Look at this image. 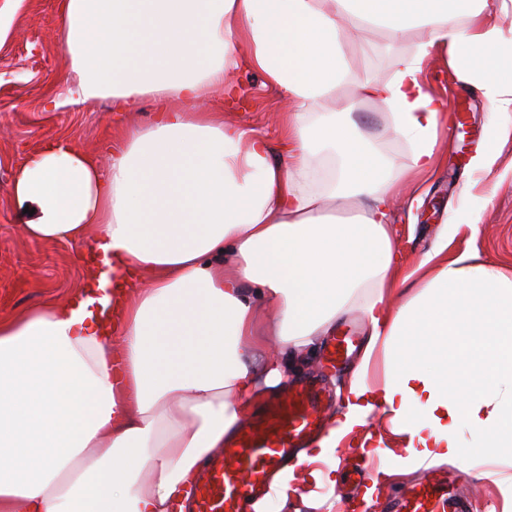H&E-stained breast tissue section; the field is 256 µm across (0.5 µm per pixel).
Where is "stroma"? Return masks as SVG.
<instances>
[{"mask_svg":"<svg viewBox=\"0 0 512 512\" xmlns=\"http://www.w3.org/2000/svg\"><path fill=\"white\" fill-rule=\"evenodd\" d=\"M60 0H0V318H9L39 306L71 299L83 285L85 266L77 251L61 242L36 241L24 236L19 227L29 214L8 193L16 167L48 141L65 137L79 148L97 153L100 162L107 154L105 144H120L127 128L153 120L151 103L137 111L116 112L106 99H91L50 111L48 98L61 92L71 75L70 59L60 41ZM410 32L398 43L381 33L348 37L356 80L387 77L397 54L409 51L419 40ZM433 92L447 98L452 111H463L464 125H452L436 148V169L422 187V199L414 207L399 206L393 213L390 231L400 252L417 262L429 251L445 221L471 210L480 219L478 233L460 226L448 249L460 252L477 249L482 260L496 265L512 277V142L504 147L492 171L471 182L467 168L471 155L485 139L490 122L489 110L476 90L461 94L442 56H432L427 65ZM236 81L242 109L234 118L254 127L268 139H276L273 121L281 106L277 93L266 87L260 74L241 63ZM361 129L371 136L376 150L403 165L409 161V148L395 136L385 134L390 123L387 109L371 103L357 105ZM341 464L335 486L321 488L308 484L304 496L292 500L290 512H330L331 503L347 497L343 483L346 474L363 466L365 457L353 447L336 449ZM488 462L470 463L475 478L468 486L457 480L459 462L434 467V475L456 489L467 501L470 512H481L494 502L498 512H512V494L502 481L512 477V463L503 461L495 468L500 481L483 478L491 468Z\"/></svg>","mask_w":512,"mask_h":512,"instance_id":"stroma-1","label":"stroma"}]
</instances>
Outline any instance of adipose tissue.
<instances>
[{
  "label": "adipose tissue",
  "mask_w": 512,
  "mask_h": 512,
  "mask_svg": "<svg viewBox=\"0 0 512 512\" xmlns=\"http://www.w3.org/2000/svg\"><path fill=\"white\" fill-rule=\"evenodd\" d=\"M512 0H61L74 80L66 101L111 99L151 124L108 163L67 139L29 155L9 194L36 207L20 232L99 252V292L0 319V512H170L204 460L288 386L349 305L368 342L336 424L280 472L288 503L330 484L336 447L391 423L405 465L512 461V278L444 225L415 268L392 209L435 166L445 110L423 80L432 53L499 120L471 156L489 172L512 138ZM422 39L392 74L357 84L347 31ZM248 60L287 100L270 141L230 119ZM390 112L409 164H379L349 84ZM224 90V108L205 103ZM340 199L346 218L328 202ZM478 435L466 445L461 429Z\"/></svg>",
  "instance_id": "obj_1"
}]
</instances>
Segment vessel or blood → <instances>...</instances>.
Wrapping results in <instances>:
<instances>
[{
  "label": "vessel or blood",
  "instance_id": "b4317fda",
  "mask_svg": "<svg viewBox=\"0 0 512 512\" xmlns=\"http://www.w3.org/2000/svg\"><path fill=\"white\" fill-rule=\"evenodd\" d=\"M358 339L342 332L329 345L327 369L346 361ZM325 389L300 383L260 407L252 420L226 440L193 487L188 512H250L270 492L271 478L311 446L325 425ZM462 501L424 475L397 502L395 512H463Z\"/></svg>",
  "mask_w": 512,
  "mask_h": 512
}]
</instances>
